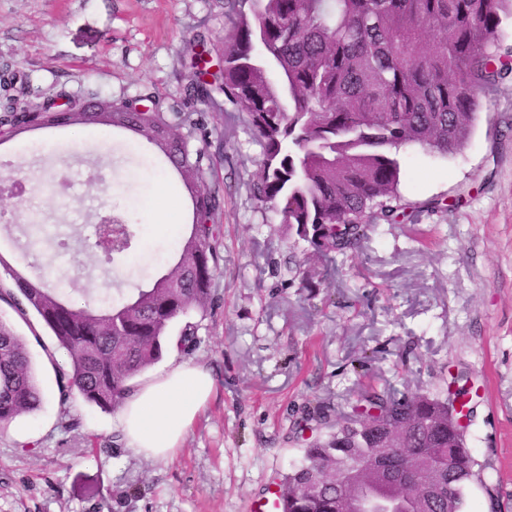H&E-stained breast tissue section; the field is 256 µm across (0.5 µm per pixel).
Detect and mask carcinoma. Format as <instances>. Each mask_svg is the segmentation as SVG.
I'll return each mask as SVG.
<instances>
[{
	"mask_svg": "<svg viewBox=\"0 0 512 512\" xmlns=\"http://www.w3.org/2000/svg\"><path fill=\"white\" fill-rule=\"evenodd\" d=\"M234 34L224 43L213 81L205 80L204 43L190 49L186 102L220 90L248 114L262 145L254 192L281 223L317 254H345L382 224L406 216L401 203L400 150L412 145L442 156L458 153L477 119L473 97L509 71L488 47L512 0H235ZM151 112L118 106L88 119L82 112L28 109L18 99L0 104V145L36 129L99 125L128 130L155 145L163 167L180 177L192 205L189 232L176 262L148 288L105 307L65 297L51 286L54 271L27 277L4 262L0 301L24 321L35 318L68 356L58 368L59 402L74 396L104 412L116 410L133 382L163 355L173 324L185 319L179 344L195 345L189 313L208 312L221 246L224 195L208 184L204 111L165 112L151 94ZM445 395L396 397L369 385L352 413L333 420L324 408L295 422L301 436L312 425L324 434L307 442L281 482V512H337L348 490L336 465L371 452L365 432L398 426L403 447L390 468L410 466L430 453L448 473L456 512H465L477 462L465 435L464 453L448 457L439 440L470 411L465 375ZM43 399L26 339L0 320V424L37 409ZM397 512H448V501H425L417 487L389 484Z\"/></svg>",
	"mask_w": 512,
	"mask_h": 512,
	"instance_id": "cac0c4a2",
	"label": "carcinoma"
}]
</instances>
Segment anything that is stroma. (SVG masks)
Listing matches in <instances>:
<instances>
[{"instance_id":"stroma-1","label":"stroma","mask_w":512,"mask_h":512,"mask_svg":"<svg viewBox=\"0 0 512 512\" xmlns=\"http://www.w3.org/2000/svg\"><path fill=\"white\" fill-rule=\"evenodd\" d=\"M230 34L215 0H0V65L26 77L34 103L60 89L115 102L149 90L180 105L193 42L216 52ZM479 95L462 152L400 151L406 219L344 255L312 254L255 197L262 146L247 113L219 92L198 103L209 181L224 193V246L213 307L191 313L199 342L183 357L213 370L215 393L173 458L135 454L114 442V413L79 397L59 403L41 345L0 301L43 392L37 410L0 427V512H256L302 456L291 429L304 410L349 414L369 381L398 397L438 394L460 371L477 460L467 512H512V79ZM49 137L62 159L23 153L26 133L0 146V178L28 176L23 205L0 190V255L16 263L31 225L41 240L32 261L78 293L108 281L117 299L151 283L174 258L168 226L186 219L180 180H160L131 133L77 126ZM111 211L137 236L107 265L92 227ZM90 434L103 451L89 454Z\"/></svg>"}]
</instances>
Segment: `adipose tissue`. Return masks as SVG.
<instances>
[{
	"instance_id": "obj_1",
	"label": "adipose tissue",
	"mask_w": 512,
	"mask_h": 512,
	"mask_svg": "<svg viewBox=\"0 0 512 512\" xmlns=\"http://www.w3.org/2000/svg\"><path fill=\"white\" fill-rule=\"evenodd\" d=\"M214 392L209 369L171 357L161 373L136 381L120 405V442L146 458L171 459Z\"/></svg>"
}]
</instances>
